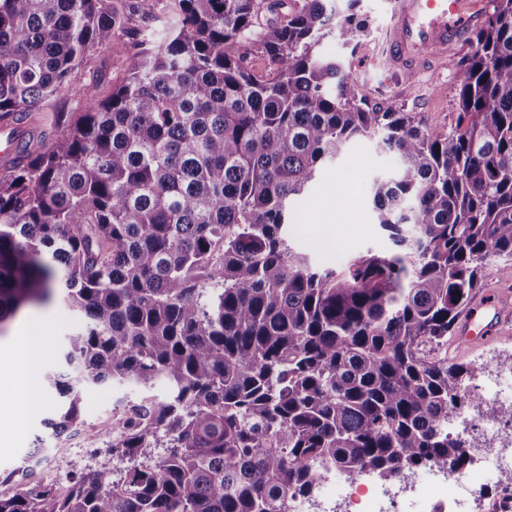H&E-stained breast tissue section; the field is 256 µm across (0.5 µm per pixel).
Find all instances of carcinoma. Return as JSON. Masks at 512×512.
<instances>
[{
  "label": "carcinoma",
  "instance_id": "cac0c4a2",
  "mask_svg": "<svg viewBox=\"0 0 512 512\" xmlns=\"http://www.w3.org/2000/svg\"><path fill=\"white\" fill-rule=\"evenodd\" d=\"M329 2L0 0V127L31 126L0 161V328L56 296L82 317L42 425L77 430L93 386L170 390L65 492L26 483L0 512H294L326 470L461 472L483 446L448 431L476 377L448 339L512 258V0L447 134L359 96L321 46H357L360 0ZM363 138L400 161L370 185L396 249L320 267L293 205Z\"/></svg>",
  "mask_w": 512,
  "mask_h": 512
}]
</instances>
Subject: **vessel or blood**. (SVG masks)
Masks as SVG:
<instances>
[{
  "label": "vessel or blood",
  "mask_w": 512,
  "mask_h": 512,
  "mask_svg": "<svg viewBox=\"0 0 512 512\" xmlns=\"http://www.w3.org/2000/svg\"><path fill=\"white\" fill-rule=\"evenodd\" d=\"M473 24L464 0H396L393 23L385 32L390 68L412 78L447 58L448 48ZM512 323V299L486 291L470 307L461 334L484 339Z\"/></svg>",
  "instance_id": "1"
}]
</instances>
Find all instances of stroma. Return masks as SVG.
Here are the masks:
<instances>
[{"instance_id": "obj_1", "label": "stroma", "mask_w": 512, "mask_h": 512, "mask_svg": "<svg viewBox=\"0 0 512 512\" xmlns=\"http://www.w3.org/2000/svg\"><path fill=\"white\" fill-rule=\"evenodd\" d=\"M394 0H361L359 16L366 28L355 51L343 49L336 39L322 45L325 54L342 58L344 68L357 80L358 90L373 107L416 113L424 128L445 134L457 124L455 73L476 49L473 32L463 34L448 52L445 62L409 79L382 63L384 31L392 18ZM397 157L376 141L359 140L321 171L309 195L295 205L297 222L291 228V244L328 267L369 249H387L391 243L374 222L368 186L375 177L395 174ZM79 325V317L67 304L54 301L45 307L24 308L0 334V372H6L15 338L35 331L33 346L38 359L40 404L26 416L21 435H8L0 444V494H12L26 477L66 489L72 474H86L95 467V455L106 448L116 409L138 402L140 391L110 384L83 394L82 423L75 435L47 438L40 455L32 450L44 429L42 419L53 415L56 395L47 377L60 366V355ZM449 360L462 362L485 377L500 362L512 358V328L486 340L448 342Z\"/></svg>"}]
</instances>
